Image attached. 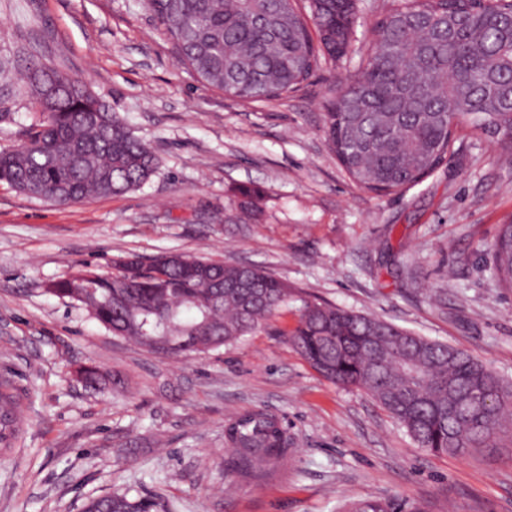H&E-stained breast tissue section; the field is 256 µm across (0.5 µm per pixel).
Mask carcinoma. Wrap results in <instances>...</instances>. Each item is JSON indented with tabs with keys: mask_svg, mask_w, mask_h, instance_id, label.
Wrapping results in <instances>:
<instances>
[{
	"mask_svg": "<svg viewBox=\"0 0 512 512\" xmlns=\"http://www.w3.org/2000/svg\"><path fill=\"white\" fill-rule=\"evenodd\" d=\"M318 41L294 0H147L181 63L203 83L240 99H275L306 83L324 56L346 58L358 23L356 0H309ZM357 71L333 89L324 133L361 188L395 194L415 185L451 153L467 125L512 157V0H390ZM27 84L43 119L17 149L0 151V182L66 205L122 195L158 172L151 146L79 80L41 65ZM258 188L237 190L254 217ZM494 278L512 288V224L491 244ZM108 278L83 266L46 291L84 308L115 336L151 351L172 337L176 355L231 344L288 303V282L252 265L183 253L115 261ZM291 342L326 379L365 390L417 447L463 455L489 444L512 410V385L466 351L385 320L326 303L304 304ZM482 391L491 403L469 395ZM19 398L0 378V454L14 447ZM238 472L263 473L288 453L276 416L254 411L224 427ZM85 512H170L158 495L114 492ZM345 512H424L371 498Z\"/></svg>",
	"mask_w": 512,
	"mask_h": 512,
	"instance_id": "1",
	"label": "carcinoma"
}]
</instances>
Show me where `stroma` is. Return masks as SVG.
Instances as JSON below:
<instances>
[{"mask_svg":"<svg viewBox=\"0 0 512 512\" xmlns=\"http://www.w3.org/2000/svg\"><path fill=\"white\" fill-rule=\"evenodd\" d=\"M358 4L345 66L251 101L197 81L146 0H0V150L41 119L13 79L38 62L85 81L160 158L138 190L67 205L0 183V375L22 396L0 512H84L116 491L159 495L172 512H340L376 496L512 512V435L464 457L426 452L289 341L315 299L465 350L512 382V289L497 286L490 252L512 222V166L496 143L463 128L454 157L390 195L357 187L328 148L329 85L355 71L388 7ZM245 185L261 191L254 220L236 205ZM169 251L261 267L292 293L259 331L165 358L46 290L84 263L107 271ZM83 365L100 388L76 378ZM255 410L279 418L290 451L245 477L225 460L224 426Z\"/></svg>","mask_w":512,"mask_h":512,"instance_id":"35a3bbf8","label":"stroma"}]
</instances>
